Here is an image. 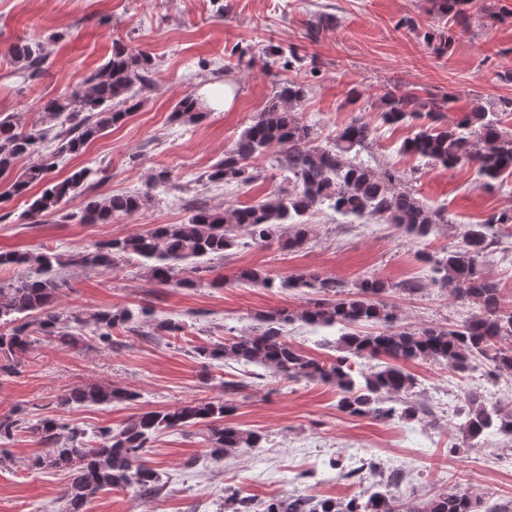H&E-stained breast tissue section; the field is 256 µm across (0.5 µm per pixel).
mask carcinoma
Segmentation results:
<instances>
[{
  "label": "carcinoma",
  "instance_id": "cac0c4a2",
  "mask_svg": "<svg viewBox=\"0 0 512 512\" xmlns=\"http://www.w3.org/2000/svg\"><path fill=\"white\" fill-rule=\"evenodd\" d=\"M432 10L439 16H452L456 23L466 24L473 0H431ZM9 54L16 66L15 74L23 81H33L45 71L48 61L43 42L25 39L11 46ZM152 58L134 52L122 44L113 46L112 55L96 72L85 78L70 94L50 98L42 107V124L29 127L16 123L7 115L0 119V178L10 177L16 162L38 154L37 164L7 183L0 192V203L24 194L34 182L45 183L33 196L26 215L30 223L39 224L42 217L59 213L79 190L96 180L98 170L81 167L65 180L47 182L60 156L79 155L89 143L103 135L112 125L137 109L139 91L152 82ZM305 85L286 80L263 112L240 136L224 159L202 174L212 184L247 185L256 177L250 160L269 150L278 152V161L293 175L296 190L274 200L255 205L226 204L213 207L204 201L190 206L191 215L183 224H154L150 228L107 243L96 244L69 259V265L84 270L113 267L118 261H141L146 273L156 282L174 288H193L199 279L178 277L192 269L194 273H210L202 264L222 259L239 246L246 236L255 244L269 242L279 229L282 247L296 250L304 247L311 226L302 220L309 211L325 205L334 211L355 217L382 216L388 223L415 238L427 236L437 224L448 223L437 209L423 206L402 187L398 172L386 168L375 170L355 162L351 153L367 147L372 137L370 125L361 117L354 118L337 132L332 144L312 145V128L302 123L296 106L305 97ZM448 101L421 99L413 93L387 94L383 97L382 118L389 124L402 121L417 123V132L404 148L443 167L473 163L480 175L496 180L512 173V133L501 128L496 113L476 108L453 125L437 124L440 113L448 110ZM174 119L196 122L204 116L192 94L184 95L172 112ZM429 119L426 124L423 119ZM61 120L62 128L53 131L49 123ZM53 135L58 147L40 153L41 143ZM172 180V173L161 170L152 174L143 193L110 194L89 197L81 203L80 222L106 224L116 216L137 214L150 198V190ZM512 224V214L490 215L482 224H473L461 242L441 256H428L432 281L446 288L458 300L480 305L479 312L461 325L401 326L394 309L381 295L390 285L378 278H367L356 285L357 291L334 279L297 275L281 281L283 288H310L324 297L311 299L299 311L286 308L259 313V325L248 334L231 336L210 347H197L195 354L204 365L231 360L244 367L261 366L276 377L288 381L313 380L336 387L339 410L351 416H373L379 419H412L421 408L409 400L414 385L410 374L399 363L421 360L443 363L455 374H469L485 366L488 377L503 371L512 373V347L502 342L512 339V308H506L497 286L489 281L483 265L494 244L493 229ZM59 264L54 254L42 252H1L0 266L23 267L27 274L17 280L0 283V355L13 357L25 353L44 340L64 347H74L78 337L72 325H94L100 345L112 347V329L122 327L138 336H151L157 330L170 334L180 332L184 324L172 319L157 321L154 312L141 308L102 310L87 317L80 312H58L53 302L59 290L68 287L58 275ZM297 320L314 327L341 326L338 347L345 352L334 362H324L303 354L288 342L283 327ZM373 326L372 332L362 330ZM386 362L379 369L361 374L364 384L356 383L352 364L357 359H379ZM246 388L241 380L224 382V397L207 402H186L170 410H150L128 419L119 429L103 427L98 441L85 444L76 429H67L53 417L26 424L21 412L0 416V442L8 441L15 432L27 429L45 447V452L27 460V470L39 473L48 469H68L70 483L63 493L65 512H85L88 502L101 491L132 488L143 497H155L164 490L160 473L144 460V451L155 435L163 430L185 426L204 427L206 452L215 461L228 454L261 447L264 436L224 423L233 414L236 398ZM136 394L110 386L92 385L73 388L59 397V403L106 405L117 400H133ZM467 409L459 425L461 433L475 439L496 428L512 435V410L487 407L482 396L473 391L466 395ZM398 482L393 476L384 490L372 492L366 501L359 498H318L309 495L275 497L262 505L263 512H401L399 500L390 487ZM231 512H257L248 497L232 491L224 498ZM482 501L468 493L442 494L427 503L422 512H477Z\"/></svg>",
  "mask_w": 512,
  "mask_h": 512
}]
</instances>
